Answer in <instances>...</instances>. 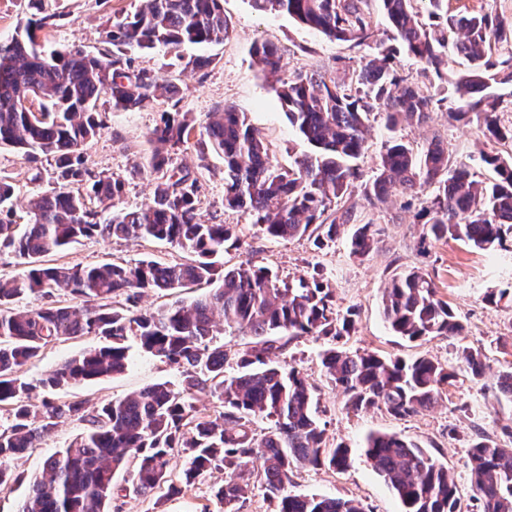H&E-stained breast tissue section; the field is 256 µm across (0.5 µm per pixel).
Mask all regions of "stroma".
Wrapping results in <instances>:
<instances>
[{"instance_id": "35a3bbf8", "label": "stroma", "mask_w": 512, "mask_h": 512, "mask_svg": "<svg viewBox=\"0 0 512 512\" xmlns=\"http://www.w3.org/2000/svg\"><path fill=\"white\" fill-rule=\"evenodd\" d=\"M143 0H0V40L10 38L35 9L55 15L56 24L39 31L38 42L45 50L78 47L91 53L104 46L105 32L115 16L141 7ZM224 13L232 24L229 39L210 45L185 46L177 50H155L135 57L136 66L152 72L159 80L179 79L183 98L179 111L192 113L197 120L216 108L231 106L246 113L249 122L261 128L272 144L276 163L290 166L306 151V144L290 126L283 108L271 90V79L259 71L251 48L259 42L279 47L282 55L281 77L294 78L321 70L344 80L360 69L368 59L367 50L346 42L331 40L297 24L285 14H262L249 0H223ZM192 55L213 57L208 68H186L184 60ZM164 103L126 111L100 104L106 114L102 134L89 143L84 155L95 171L118 174L126 185L116 209H131L148 201L153 193L152 177L137 173L133 166L148 144V132L159 120ZM414 149H421L432 137H440L448 147L453 163L469 165L478 180L493 178L481 165L479 155L494 152L512 154V145L484 138L478 121L464 124L449 118L446 111L434 112L428 123L404 124L396 133ZM178 169H189L201 185L199 214L209 224H237L244 229L240 249L224 255L227 265L262 264L281 278L320 273L335 290L337 310L355 308L356 327L347 340L350 351L374 350L380 354L407 360L426 355L442 363L456 365L463 348L480 351L486 364V377L480 381L459 375L453 384L443 386L441 396L430 409L398 420L384 409L360 412L348 409L340 389L332 388L320 363L325 348L323 339L301 336L292 339L282 359L297 366L318 388L319 417L328 442L342 441L352 449L351 465L338 471L306 466L295 472L292 493L326 495L358 500L366 512H401V504L392 490L371 467L361 443L372 432L396 434L411 440L444 464L459 492L462 512H476L469 467L470 444L476 433L512 446V398L499 393L496 379L512 365V307L492 306L485 302L488 290L512 283V253L481 251L452 239L433 243L428 254H420L416 241L421 229L416 215L427 197L396 194L387 202L369 206L360 192L343 198L344 206L355 207L361 222H372L377 244L365 257L350 255L345 236L325 250H317L306 238L271 240L249 225L247 215L224 206V159L210 153L199 156L196 147H188L174 159ZM54 161L39 156L35 162L9 148L0 149V175L9 176L15 188L13 202L18 223H26L28 199L54 186ZM183 252L159 240H102L84 238L68 248L50 254L56 265H97L104 262L135 263L141 259L163 262L182 260ZM425 268L434 278L440 297L447 301L464 323L466 334L451 340L429 336L409 341L395 336L382 315V294L397 271ZM178 370L160 359L134 352L126 371L60 390L63 398L83 400L94 408L119 399L146 386L169 382L179 384ZM83 430L80 423H62L40 447L31 449L16 463L18 471L32 476L41 473L47 457L63 450ZM221 473H207L174 495L157 491L143 497L129 495L120 501V512H224L215 491Z\"/></svg>"}]
</instances>
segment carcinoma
Masks as SVG:
<instances>
[{"label": "carcinoma", "mask_w": 512, "mask_h": 512, "mask_svg": "<svg viewBox=\"0 0 512 512\" xmlns=\"http://www.w3.org/2000/svg\"><path fill=\"white\" fill-rule=\"evenodd\" d=\"M262 13H285L329 39L360 47H380L367 0H251ZM394 39L408 55L431 70L448 88L439 97L391 65L378 53L348 81L315 71L294 79L277 78L272 90L288 122L309 147L287 169L273 159L266 135L245 113L221 107L204 122L187 112L161 113L149 132V148L136 162L153 177L152 197L138 207L112 211L125 179L97 172L86 164L84 148L105 128L97 103L104 98L124 110L154 101L171 102L181 89L161 84L134 65L131 53L176 50L185 44L222 42L230 22L223 0H145L117 16L106 31L112 49L90 54L82 49L47 53L36 31L55 25L41 15L0 41V147L26 158H53L57 187L34 195L29 220H14V187L0 177V246L10 249L19 273L0 277V406L8 424L0 427V486L24 481L14 462L74 419L83 431L50 456L42 473L29 481L18 512H112L118 493L116 472L133 468L132 493L148 496L170 483L171 463L182 453L183 481L209 471L224 472L216 496L225 512L251 491L258 478L275 512H365L353 500L298 495L288 490L294 471L327 466L344 471L351 450L329 444L318 417L316 388L296 368L279 361L297 336L323 337L328 347L321 363L328 382L343 389L354 411L383 408L396 419L430 408L442 386L457 378L455 366L429 357L406 361L374 351L347 352L336 342L351 334L356 313L341 314L327 281L316 276L281 279L266 265L224 267L215 257L242 245L236 224H207L198 217V178L171 167L172 156L190 143L200 154L224 157V205L248 216L271 239L307 237L321 250L350 225V254L367 256L375 231L361 224L354 207H336L359 179L356 160L371 118L379 114L395 131L403 122L422 123L442 108L457 122L476 116L484 133L512 142V126L501 124V85H512V53L493 57V45L512 40V18L488 12L448 15V0H380ZM468 61L465 70L445 69L448 45ZM266 77L281 68L270 44L251 49ZM494 172L488 182L475 179L464 165H452L448 147L434 137L414 150L390 137L369 180L360 184L371 205L399 191L416 195L433 189L419 233L420 247L451 238L475 249L504 247L512 239V157L483 153ZM79 185L84 191L73 192ZM166 241L190 254L175 264L143 259L134 265L104 263L59 266L44 257L81 238ZM204 288L206 292L157 309H140L143 294L166 296ZM491 305H512V287L485 294ZM382 313L391 330L410 341L428 336L459 338L464 325L448 303L437 297L432 276L418 268L394 274L384 289ZM233 329L253 337L230 352L214 337ZM95 337L99 342L45 372L36 380L24 367L55 341ZM176 368L177 387L160 383L88 410L76 399L44 400L35 407L38 387L65 385L123 373L130 361L129 339ZM472 379L485 376L481 353L462 350ZM197 392L216 397L212 414L197 410ZM270 422L257 435L253 419ZM364 453L394 492L403 512H461L458 489L448 469L424 448L397 435L371 433ZM471 480L482 512H512V447L477 437L470 449Z\"/></svg>", "instance_id": "1"}]
</instances>
